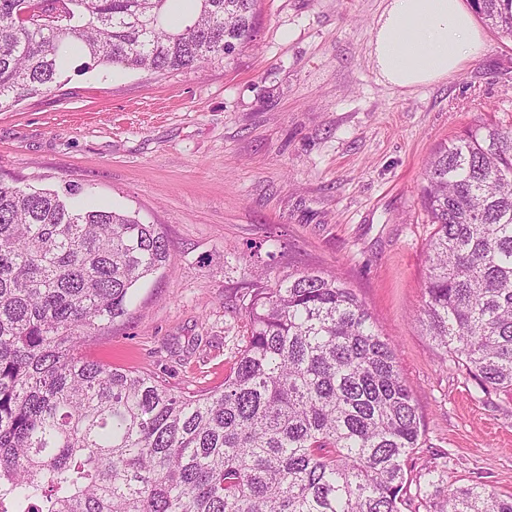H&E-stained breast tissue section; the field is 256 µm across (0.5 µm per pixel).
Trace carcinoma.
<instances>
[{
	"mask_svg": "<svg viewBox=\"0 0 512 512\" xmlns=\"http://www.w3.org/2000/svg\"><path fill=\"white\" fill-rule=\"evenodd\" d=\"M0 0V111L48 93L67 47L91 61L170 73L235 57L259 0ZM512 37V0H475ZM0 181V512H401L420 419L362 300L321 269L271 280L253 257L230 305L245 340L224 387L183 395L86 355L169 264L156 224ZM421 200L435 224L421 323L484 391L512 390V125L440 146ZM431 512H512V495L445 487Z\"/></svg>",
	"mask_w": 512,
	"mask_h": 512,
	"instance_id": "obj_1",
	"label": "carcinoma"
}]
</instances>
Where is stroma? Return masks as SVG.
<instances>
[{"mask_svg":"<svg viewBox=\"0 0 512 512\" xmlns=\"http://www.w3.org/2000/svg\"><path fill=\"white\" fill-rule=\"evenodd\" d=\"M385 0H262L254 44L227 63L157 76L75 53L60 84L0 111V180L80 188V202L159 225L170 264L86 355L204 393L224 382L243 318L236 254L259 243L272 276H340L397 346L420 417L411 462L449 490L512 495V392H482L423 332L426 162L485 121L512 124V39L448 79L389 85L372 58Z\"/></svg>","mask_w":512,"mask_h":512,"instance_id":"1","label":"stroma"}]
</instances>
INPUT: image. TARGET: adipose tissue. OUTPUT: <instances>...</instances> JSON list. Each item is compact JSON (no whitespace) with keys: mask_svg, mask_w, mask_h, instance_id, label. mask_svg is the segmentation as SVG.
I'll use <instances>...</instances> for the list:
<instances>
[{"mask_svg":"<svg viewBox=\"0 0 512 512\" xmlns=\"http://www.w3.org/2000/svg\"><path fill=\"white\" fill-rule=\"evenodd\" d=\"M372 47L387 82L414 88L458 73L483 37L463 0H386Z\"/></svg>","mask_w":512,"mask_h":512,"instance_id":"adipose-tissue-1","label":"adipose tissue"}]
</instances>
